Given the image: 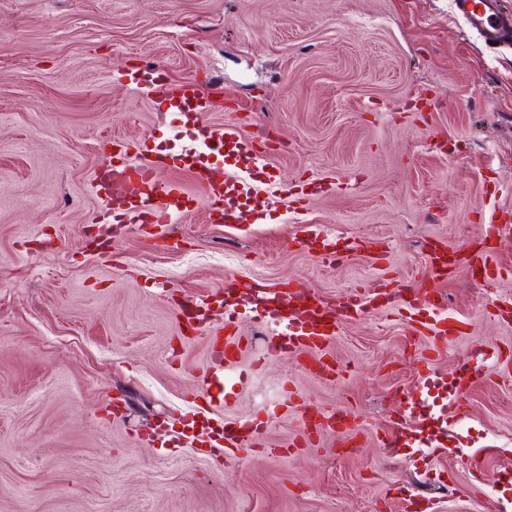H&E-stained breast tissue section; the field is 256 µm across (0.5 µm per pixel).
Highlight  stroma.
Masks as SVG:
<instances>
[{"label":"stroma","instance_id":"obj_1","mask_svg":"<svg viewBox=\"0 0 512 512\" xmlns=\"http://www.w3.org/2000/svg\"><path fill=\"white\" fill-rule=\"evenodd\" d=\"M147 64L195 78L211 124L277 142L252 177L281 192L247 223L198 206L102 256L87 238L103 142L177 132L160 96L129 84ZM422 96L437 109L417 110ZM491 209L512 220V50H489L453 0H0V512H393L409 496L512 512V482L494 480L512 472V374L495 361L449 424V453L407 462L382 444L405 393L441 396L419 387L427 340L404 315L341 322L326 351L342 373L327 382L290 359L253 370L270 329L250 306L230 391L211 405L200 376L224 318L188 336L173 309L230 275L299 280L329 303L385 280L434 288L465 323L432 364L449 375L476 346L512 354V324L490 315L512 308V242L490 285L426 260L432 243L479 252ZM311 225L363 246L321 264L294 244ZM205 408L218 423L268 417L266 452L189 446ZM313 410L347 412L356 437L294 447ZM155 421L165 432L142 440Z\"/></svg>","mask_w":512,"mask_h":512}]
</instances>
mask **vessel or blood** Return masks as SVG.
I'll list each match as a JSON object with an SVG mask.
<instances>
[{
    "label": "vessel or blood",
    "instance_id": "1",
    "mask_svg": "<svg viewBox=\"0 0 512 512\" xmlns=\"http://www.w3.org/2000/svg\"><path fill=\"white\" fill-rule=\"evenodd\" d=\"M454 5L456 12L486 44L496 46L512 42V19L505 18L502 0H454ZM162 71V66L157 64L140 67L132 82L137 88L161 95L168 112L174 113L180 122L183 145L175 147L160 142L145 147L140 161L135 162L128 155L127 144L118 139L112 140L107 177L92 179L91 193L102 210L111 214L113 223L136 224L143 228L162 227L186 216L188 210L183 193L158 179L155 172L161 167L183 169L191 173L197 189L207 199L210 214L230 221H242L244 208L258 195L249 172L261 165L265 159L264 152L259 151L239 129L217 127L208 121L211 102L199 94L193 80L170 87L161 82ZM226 158L241 161L244 173L235 178L223 177L217 163ZM482 236L485 241L483 250L466 257L437 245L431 246L427 254L430 269L442 275L464 263L481 283L495 282L501 269L491 259L492 245L503 239H512V224L501 222L496 214H489L482 226ZM300 246L324 262L335 261L338 256L316 225L309 226ZM259 299L263 303L267 324L278 328L277 333L267 338L261 360L298 356L303 367L325 380L334 379L337 370L324 360L321 351L335 336L341 320L358 319L401 304L408 307L418 324L428 331L429 351L440 352L461 334L460 321L449 316L445 298L419 288L402 294L383 283L367 292L345 293L338 298L336 305L329 306L299 284L261 292ZM239 349V340L229 337L214 339L210 347L209 368L202 373L203 382L214 399H223L229 379L222 368L236 359ZM478 375V369L465 366L459 376L450 381L437 375L432 368H425L422 385L445 391L442 404L430 412L438 427L436 433L428 437L429 447H438L441 436L447 435L449 414H462L464 394ZM416 407L413 400L403 405L404 425L386 433L383 439L386 449L392 451L409 442L411 435L405 426L415 421ZM330 425L342 435L348 436L353 432L346 417H321L313 412L303 417L301 441L311 442ZM264 435L263 420L234 421L225 423L221 432L209 437L208 444L216 449L236 448L248 453L261 446Z\"/></svg>",
    "mask_w": 512,
    "mask_h": 512
}]
</instances>
